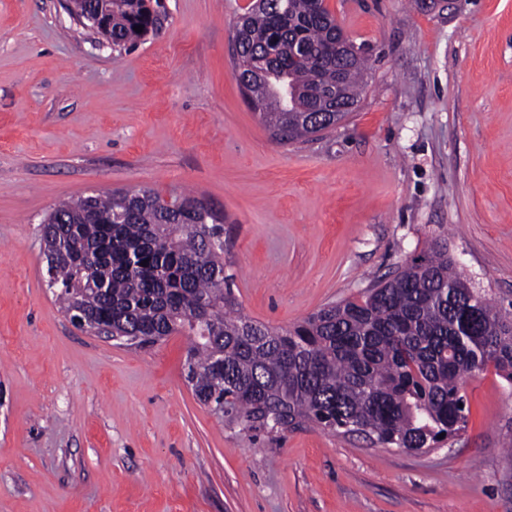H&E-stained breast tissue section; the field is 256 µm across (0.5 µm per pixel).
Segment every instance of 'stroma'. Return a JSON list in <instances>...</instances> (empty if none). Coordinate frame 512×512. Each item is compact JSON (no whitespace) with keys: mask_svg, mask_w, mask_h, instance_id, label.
Instances as JSON below:
<instances>
[{"mask_svg":"<svg viewBox=\"0 0 512 512\" xmlns=\"http://www.w3.org/2000/svg\"><path fill=\"white\" fill-rule=\"evenodd\" d=\"M250 0H165L115 51L64 0H0V512H512V383L421 453L228 426L185 378L188 339L76 328L43 280L62 201L185 190L226 216L241 313L287 328L437 237L512 311V0H325L369 59L360 100L274 141L233 76Z\"/></svg>","mask_w":512,"mask_h":512,"instance_id":"1","label":"stroma"}]
</instances>
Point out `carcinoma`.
I'll return each instance as SVG.
<instances>
[{
	"label": "carcinoma",
	"instance_id": "carcinoma-1",
	"mask_svg": "<svg viewBox=\"0 0 512 512\" xmlns=\"http://www.w3.org/2000/svg\"><path fill=\"white\" fill-rule=\"evenodd\" d=\"M109 5L114 50L160 26L145 0ZM234 27L235 77L278 142L343 120L336 94L358 102L367 59L328 52L343 29L324 0H251ZM223 235L198 197L165 199L148 187L62 203L43 226L45 250L60 255L51 288L64 310L82 301L138 348L189 337L196 398L247 432L313 425L427 452L465 429L468 379L491 366L512 383V312L469 286L446 239L359 297L276 329L238 312Z\"/></svg>",
	"mask_w": 512,
	"mask_h": 512
}]
</instances>
